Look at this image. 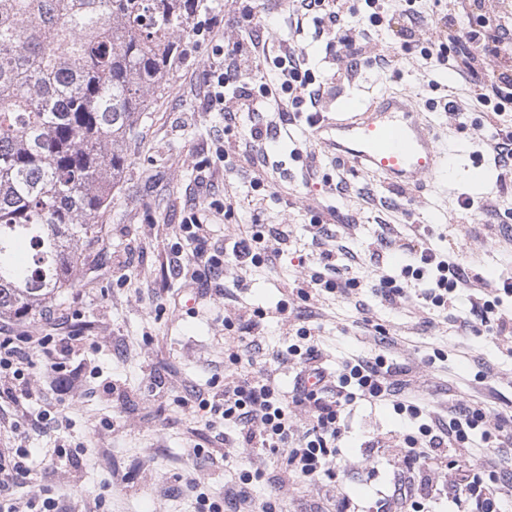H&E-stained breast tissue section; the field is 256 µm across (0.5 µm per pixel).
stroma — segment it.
I'll use <instances>...</instances> for the list:
<instances>
[{
	"mask_svg": "<svg viewBox=\"0 0 512 512\" xmlns=\"http://www.w3.org/2000/svg\"><path fill=\"white\" fill-rule=\"evenodd\" d=\"M211 14L219 28L202 26L162 96H150L139 135L127 145L131 164L101 219L103 247H79L73 288L48 304L42 317L0 321L17 332L39 329L78 339L68 364L78 372L70 392L60 391L39 355L31 400L21 406L0 400V448L34 451L26 477L13 486L18 501L44 489L58 499L60 512H195L190 481L197 492L223 499L225 476L251 468L252 457L247 449L225 447L223 424L194 401L212 397L224 378L225 319L256 309L264 317L255 361L282 389L291 388L295 366L272 359L293 325L276 311L283 301L320 337L328 369L347 352L382 353L425 369L420 391L435 406L474 398L491 412H512V346L497 340L494 322L465 330L462 322L473 318L468 301L460 302L452 323L415 299L390 304L371 290L377 275L401 260L391 240L414 226L425 228L432 245L454 250L467 273H482L489 283L512 278V188L499 185L488 160L483 181L471 177V157L491 129L466 83L447 66L424 60L418 48L393 42L379 26L370 30L361 67L317 108L331 112L342 101L364 102L389 87L428 106L448 137L449 156L446 179L423 198L401 196L362 170L315 154L306 137L314 108L307 104L281 125L268 163L257 168L245 155V139L258 114L240 112L228 124L208 105L216 47H232L260 15V42L306 54L317 78H330L341 62L315 14L297 9L294 0H212ZM381 53L398 55L399 68L378 66ZM448 103L456 113L445 111ZM460 111L466 123H458ZM469 196L479 199L477 209L460 207ZM193 213L208 224L215 247L249 225H279L280 239L268 246L280 255L273 267L230 266L208 287H196L190 282L194 246L179 230ZM313 224L324 225L327 248L340 249V263L350 266L359 284L302 301L294 293L298 280L324 271L309 233ZM176 244L185 256L180 270L169 264ZM378 325L387 342L375 335ZM345 425L335 481L286 484L278 493L285 512H317L326 499L341 495L360 512H376L397 461L385 442L400 434V419L360 400ZM372 438L382 447L364 449Z\"/></svg>",
	"mask_w": 512,
	"mask_h": 512,
	"instance_id": "1",
	"label": "stroma"
}]
</instances>
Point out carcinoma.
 Here are the masks:
<instances>
[{"mask_svg":"<svg viewBox=\"0 0 512 512\" xmlns=\"http://www.w3.org/2000/svg\"><path fill=\"white\" fill-rule=\"evenodd\" d=\"M206 0H0V318L74 286Z\"/></svg>","mask_w":512,"mask_h":512,"instance_id":"obj_1","label":"carcinoma"}]
</instances>
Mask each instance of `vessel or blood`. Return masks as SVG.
<instances>
[{
  "mask_svg": "<svg viewBox=\"0 0 512 512\" xmlns=\"http://www.w3.org/2000/svg\"><path fill=\"white\" fill-rule=\"evenodd\" d=\"M309 140L346 165L412 193L422 191L448 169V145L427 108L389 89L370 101L313 115Z\"/></svg>",
  "mask_w": 512,
  "mask_h": 512,
  "instance_id": "1",
  "label": "vessel or blood"
}]
</instances>
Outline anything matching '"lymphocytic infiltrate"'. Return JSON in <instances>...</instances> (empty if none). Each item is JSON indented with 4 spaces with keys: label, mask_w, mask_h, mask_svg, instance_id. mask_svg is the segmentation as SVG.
<instances>
[{
    "label": "lymphocytic infiltrate",
    "mask_w": 512,
    "mask_h": 512,
    "mask_svg": "<svg viewBox=\"0 0 512 512\" xmlns=\"http://www.w3.org/2000/svg\"><path fill=\"white\" fill-rule=\"evenodd\" d=\"M302 10L317 12L327 20L329 47L345 58V68L337 69V79L350 78L360 66L364 55L362 43L367 28L349 27L341 10L329 0H299ZM432 25L436 41L418 40L420 17L412 8L402 11V21L393 29L394 40L419 43L424 58H431L434 49L453 52L452 71L468 83L478 105L485 108L489 123L495 129L484 140L490 158L503 175L512 176V129L497 126L498 116L512 105V21L490 24L480 19L470 28H460L456 11L437 15ZM272 59L281 71L279 90L263 88L253 94L250 59ZM210 104L222 111L225 119L235 112H257L268 98H275L280 114L298 108L303 102L318 105L332 88L317 80L307 59L298 53L276 56L260 50L254 34H247L241 44L220 53L210 70ZM236 85V111L224 108V88ZM187 239L195 244L194 255L201 267L192 275L198 284H208L220 275L224 265L234 263L255 268L272 265L275 253L263 248V233H244L232 246L209 249L208 228L193 219L183 225ZM402 252L413 262L399 275H382L373 286L377 297L392 301L410 296L422 306L453 312L461 288L470 282L455 254L425 247L420 231H413ZM337 252L322 250L319 254L325 276L303 281L297 293L311 298L319 291H332L353 286L347 266L338 264ZM512 297V283L485 288L471 294L470 303L478 320L495 316L498 336L512 340V313L502 312L504 298ZM57 350L59 360L53 370H63V358L71 354V338L36 336L23 332L16 336H0V396L12 395L14 402L30 396L29 390H17V381L26 380L35 353ZM281 362L299 367L289 391L281 389L263 370L231 373L224 377V388L212 399L201 400L202 408L221 418L225 432L234 433L241 447L251 449L260 457L280 456V472L274 483L292 481L316 485L336 476V448L345 429L342 419L359 400L393 407L408 422V428L394 446L398 450V476L388 492L395 498L398 512H424L430 497L428 488L416 485L414 473L434 470L440 465L457 469L452 486L455 497L474 504L476 512H503L512 503V479L504 465L512 457V414L490 413L473 401L460 400L448 408L447 418H440L426 404L412 380L406 379L400 366L384 356H357L346 360L337 376H330L323 366L317 339L311 328L299 326L287 343L275 353ZM29 451L15 448L0 453V512H19L11 485L28 470ZM262 470H243L231 478L223 501H212L206 494L196 498L198 512H281L277 494L264 498L254 495V481L263 480Z\"/></svg>",
    "instance_id": "lymphocytic-infiltrate-1"
}]
</instances>
